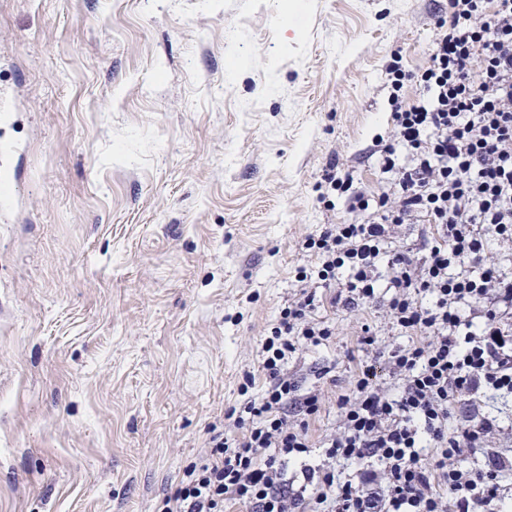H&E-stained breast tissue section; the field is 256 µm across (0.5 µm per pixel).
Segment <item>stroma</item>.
I'll list each match as a JSON object with an SVG mask.
<instances>
[{"mask_svg": "<svg viewBox=\"0 0 512 512\" xmlns=\"http://www.w3.org/2000/svg\"><path fill=\"white\" fill-rule=\"evenodd\" d=\"M448 0H0V512H161L257 370L329 162L376 190L385 67ZM290 360L319 441L378 308Z\"/></svg>", "mask_w": 512, "mask_h": 512, "instance_id": "1", "label": "stroma"}]
</instances>
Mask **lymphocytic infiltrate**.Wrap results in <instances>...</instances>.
I'll use <instances>...</instances> for the list:
<instances>
[{"label": "lymphocytic infiltrate", "mask_w": 512, "mask_h": 512, "mask_svg": "<svg viewBox=\"0 0 512 512\" xmlns=\"http://www.w3.org/2000/svg\"><path fill=\"white\" fill-rule=\"evenodd\" d=\"M388 137L377 138L388 188L367 192L329 164L320 201L340 192L349 224H323L301 242L296 290L261 341L250 394L183 470L163 512H503L504 463L461 465L505 434L485 413L458 421L467 395L512 396V274L485 264L490 244L512 251V0H448V27L427 64L385 68ZM424 96L404 104L408 84ZM424 224L421 246L401 240ZM381 300L411 344L360 362L319 464L309 423L322 396L288 371L299 351L335 334L324 306L348 312ZM265 383L253 393L256 375Z\"/></svg>", "instance_id": "f902f5d3"}]
</instances>
